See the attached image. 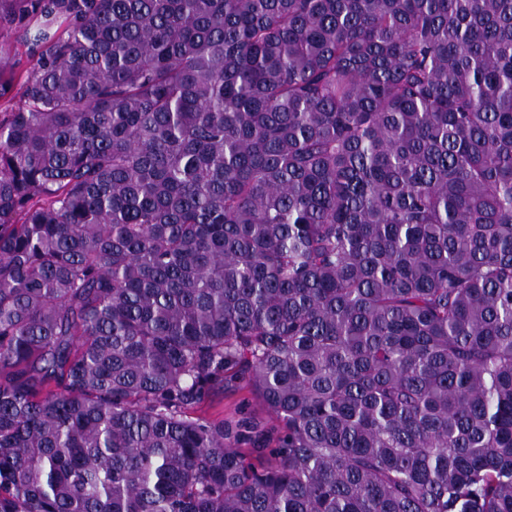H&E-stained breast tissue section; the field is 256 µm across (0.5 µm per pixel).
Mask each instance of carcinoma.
Segmentation results:
<instances>
[{
	"instance_id": "obj_1",
	"label": "carcinoma",
	"mask_w": 512,
	"mask_h": 512,
	"mask_svg": "<svg viewBox=\"0 0 512 512\" xmlns=\"http://www.w3.org/2000/svg\"><path fill=\"white\" fill-rule=\"evenodd\" d=\"M29 14L0 512H512V0ZM204 412L213 417L224 414V419L249 415L259 419H271L265 407L256 398L245 381H237L232 386H225L224 391H216L211 396V401L203 407L202 412L197 411L191 416H197Z\"/></svg>"
}]
</instances>
